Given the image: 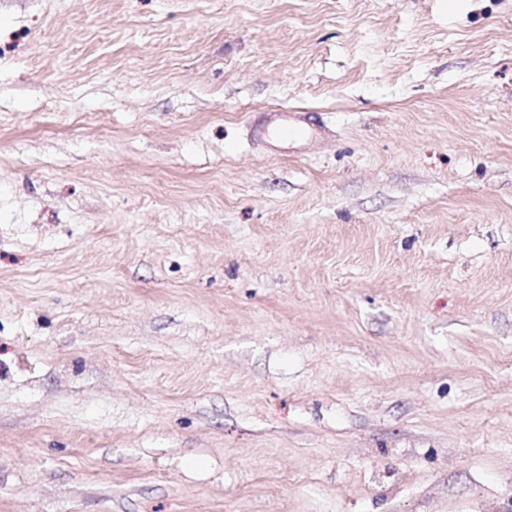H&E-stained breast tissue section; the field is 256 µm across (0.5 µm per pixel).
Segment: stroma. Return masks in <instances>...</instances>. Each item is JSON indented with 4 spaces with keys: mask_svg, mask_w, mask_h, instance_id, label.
<instances>
[{
    "mask_svg": "<svg viewBox=\"0 0 512 512\" xmlns=\"http://www.w3.org/2000/svg\"><path fill=\"white\" fill-rule=\"evenodd\" d=\"M0 512H512V0H0Z\"/></svg>",
    "mask_w": 512,
    "mask_h": 512,
    "instance_id": "stroma-1",
    "label": "stroma"
}]
</instances>
